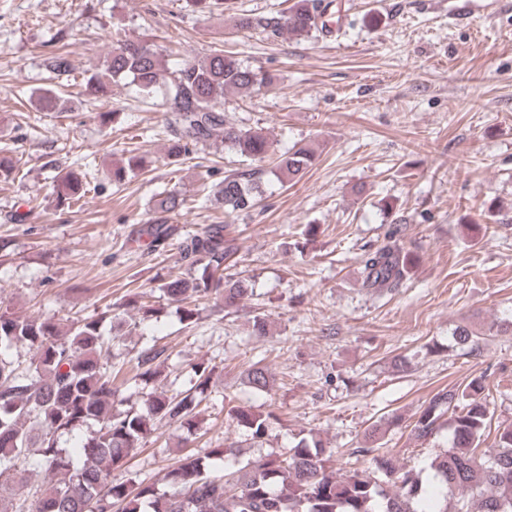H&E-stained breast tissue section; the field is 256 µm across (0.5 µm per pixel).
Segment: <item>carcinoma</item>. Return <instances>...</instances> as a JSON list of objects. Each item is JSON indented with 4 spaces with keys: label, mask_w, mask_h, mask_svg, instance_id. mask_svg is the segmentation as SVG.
<instances>
[{
    "label": "carcinoma",
    "mask_w": 512,
    "mask_h": 512,
    "mask_svg": "<svg viewBox=\"0 0 512 512\" xmlns=\"http://www.w3.org/2000/svg\"><path fill=\"white\" fill-rule=\"evenodd\" d=\"M335 0H292L288 10L270 9L235 17V27L267 39H288L321 32L324 17ZM114 48L102 70L86 79L94 87L131 79L139 94L166 113L169 157L181 161L189 147L222 137L239 155L263 161L272 143L263 129H244L224 112L230 90L260 93L274 87V78L260 68L241 63L221 51L197 56L175 69L158 48L112 32ZM54 78L70 75L62 54L48 62ZM315 152L294 147L279 159L283 177H302L312 166ZM144 168V158L133 150L112 167V180L122 184ZM89 172L59 170L52 176L61 206L79 202L90 191ZM262 194L261 171L250 169L224 177L211 186L210 196L230 216L254 207ZM185 205L176 193L162 195L144 228L160 240L159 225L166 215ZM226 225L210 224L180 243L183 259L194 269L189 277L172 276L163 292L179 304L180 320L192 322L197 309L190 306L210 297L224 309L238 307L252 295L249 280L224 274L238 248L225 234ZM404 224L394 222L383 243L366 253L361 264L362 287L391 292L400 287L416 261L401 244ZM107 313L67 324L52 317H25L0 307V512H512V427L497 432L494 450L478 456L488 428L485 381L472 379L464 388L444 387L407 425L408 438L424 445L435 438L447 419L448 449L428 463L437 484L423 485V470L407 469L387 456H374L365 469H348L337 452L319 439L302 437L291 448L271 453L230 472L212 474L194 455L183 456L167 472L164 488L155 483L131 484L115 472L131 453L142 447L156 421L179 424L192 431L200 416L201 400L186 391L169 396L148 394L141 410L115 408L119 389L112 374L102 370L106 345L103 325ZM455 345L473 347L479 335L467 326L452 333ZM24 346L29 366L21 372L8 353ZM165 350L143 347L135 357L133 379L144 384L157 380ZM257 392L270 390L267 368L255 363L246 372ZM227 417L260 441L268 434V416L228 400ZM94 421L99 428L81 439L77 456L58 447L57 435ZM401 419L390 416L365 431L371 451ZM35 460L47 476L33 504L16 498L29 481V470L18 463Z\"/></svg>",
    "instance_id": "obj_1"
}]
</instances>
